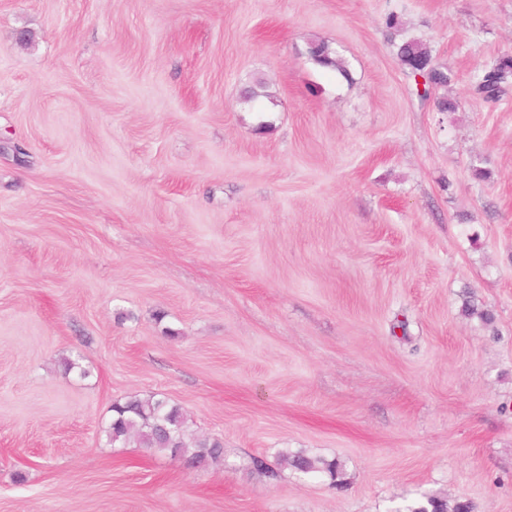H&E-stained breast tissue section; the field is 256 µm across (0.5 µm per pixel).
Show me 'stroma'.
Listing matches in <instances>:
<instances>
[{"label": "stroma", "mask_w": 512, "mask_h": 512, "mask_svg": "<svg viewBox=\"0 0 512 512\" xmlns=\"http://www.w3.org/2000/svg\"><path fill=\"white\" fill-rule=\"evenodd\" d=\"M510 56L512 0H0V512H512ZM150 395L223 462L112 444ZM397 56L401 63L413 76L420 73L424 78L433 85H446L448 83V73L438 67L432 69L428 73L421 71L420 65L432 58L430 50L424 45L406 41L398 45ZM512 81V57H503L486 73L482 81L478 84V91L486 99L495 100L501 92V85ZM281 458L284 462L305 474L327 473L334 480L342 475L341 465L335 459L326 460L320 457H307L303 455L290 458L287 452H282ZM472 505L464 500L445 501L438 497H428L425 504L410 508L407 512H472Z\"/></svg>", "instance_id": "1"}]
</instances>
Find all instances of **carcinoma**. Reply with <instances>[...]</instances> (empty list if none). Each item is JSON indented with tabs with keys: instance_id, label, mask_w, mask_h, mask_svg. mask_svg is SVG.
I'll return each instance as SVG.
<instances>
[{
	"instance_id": "cac0c4a2",
	"label": "carcinoma",
	"mask_w": 512,
	"mask_h": 512,
	"mask_svg": "<svg viewBox=\"0 0 512 512\" xmlns=\"http://www.w3.org/2000/svg\"><path fill=\"white\" fill-rule=\"evenodd\" d=\"M309 53L314 61L347 75L340 60L324 42L310 44ZM397 56L411 75L421 72L420 65L432 58L424 45L406 41L398 45ZM512 80V57H503L486 73L478 84V91L490 100L501 92V85ZM462 312L468 317L476 316L483 323L493 322V314L475 305L472 296L464 298ZM112 442L127 444L135 442L140 448L168 452L190 466L205 467L224 459V443L218 438L198 435L190 430L186 413L178 406L156 396L131 397L112 404V419L107 427ZM284 462L305 474L326 473L336 479L342 475L340 463L320 457L297 455L292 458L281 453ZM408 512H472V505L464 500L453 502L438 497H429L426 503L410 508Z\"/></svg>"
}]
</instances>
